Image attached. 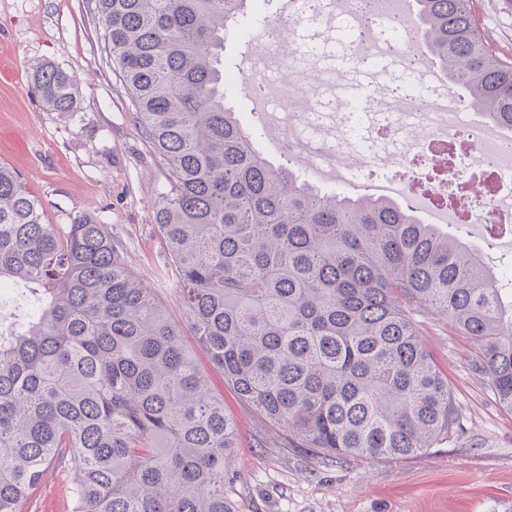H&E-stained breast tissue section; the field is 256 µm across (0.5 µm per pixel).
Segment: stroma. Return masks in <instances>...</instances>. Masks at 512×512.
<instances>
[{"label":"stroma","instance_id":"1","mask_svg":"<svg viewBox=\"0 0 512 512\" xmlns=\"http://www.w3.org/2000/svg\"><path fill=\"white\" fill-rule=\"evenodd\" d=\"M471 8L492 49L511 59L512 0H472ZM103 46L87 0H0V163L42 200L46 223L68 224L89 212L107 224L132 271L164 301L168 318L183 325L178 276L155 223L168 165L133 120ZM42 64L76 80L72 111L42 104L33 80ZM352 68L365 85L361 95L344 89L333 100L315 91L302 104L326 113L339 136L352 112H369L385 123L380 98L407 83L405 71H381L370 58L353 59ZM229 103L261 132L268 158L287 163L289 154L263 132L253 94L235 87ZM412 314L448 379L459 421L455 432L416 456L332 458L282 447L281 428L243 403L220 373H211L210 385L238 427L239 446L224 476V495L238 512H512V412L472 372L470 337L430 310ZM74 470L70 461L53 468L31 512H72Z\"/></svg>","mask_w":512,"mask_h":512}]
</instances>
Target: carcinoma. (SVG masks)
Wrapping results in <instances>:
<instances>
[{"mask_svg":"<svg viewBox=\"0 0 512 512\" xmlns=\"http://www.w3.org/2000/svg\"><path fill=\"white\" fill-rule=\"evenodd\" d=\"M431 60L512 134V61L471 0H417ZM106 55L168 164L155 222L188 327L282 444L328 456L406 457L454 431L448 379L411 307L469 336L471 365L512 411V291L479 254L400 203L320 194L275 166L224 104V43L246 0H89ZM43 104L76 83L39 66ZM35 310L0 324V512H28L53 464L76 460L73 512H237L224 498L236 425L165 315L89 213L60 227L0 164V287Z\"/></svg>","mask_w":512,"mask_h":512,"instance_id":"obj_1","label":"carcinoma"}]
</instances>
